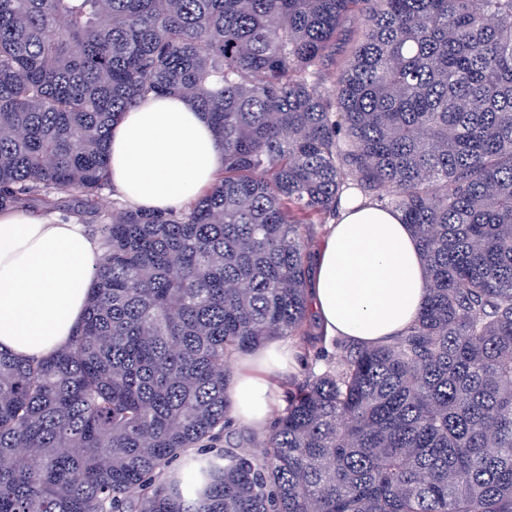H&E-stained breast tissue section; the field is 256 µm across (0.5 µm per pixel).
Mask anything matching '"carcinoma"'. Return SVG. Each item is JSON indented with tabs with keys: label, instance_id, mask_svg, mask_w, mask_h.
I'll return each mask as SVG.
<instances>
[{
	"label": "carcinoma",
	"instance_id": "carcinoma-1",
	"mask_svg": "<svg viewBox=\"0 0 512 512\" xmlns=\"http://www.w3.org/2000/svg\"><path fill=\"white\" fill-rule=\"evenodd\" d=\"M150 93L206 112L224 172L103 212ZM352 188L411 225L422 309L292 380L260 453L213 451L231 360L309 343L314 225ZM31 207L95 217L105 256L67 345L0 348V512H512V0H0V211ZM362 25L363 20L358 15H350L344 20L336 41V46L332 52V60L328 63L323 72L324 82L327 86L332 85L336 80L339 64L349 51L353 41L361 32Z\"/></svg>",
	"mask_w": 512,
	"mask_h": 512
}]
</instances>
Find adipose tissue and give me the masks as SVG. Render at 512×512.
Segmentation results:
<instances>
[{"label":"adipose tissue","instance_id":"1","mask_svg":"<svg viewBox=\"0 0 512 512\" xmlns=\"http://www.w3.org/2000/svg\"><path fill=\"white\" fill-rule=\"evenodd\" d=\"M224 167L207 118L174 95L139 99L112 129L109 178L129 206L183 208ZM99 248L82 225L0 212V347L42 357L69 342L85 312ZM427 295L416 236L399 213L347 201L316 256L309 306L325 335L383 343L416 318ZM294 362L288 340L243 355L231 389L241 425L266 426L279 380Z\"/></svg>","mask_w":512,"mask_h":512}]
</instances>
